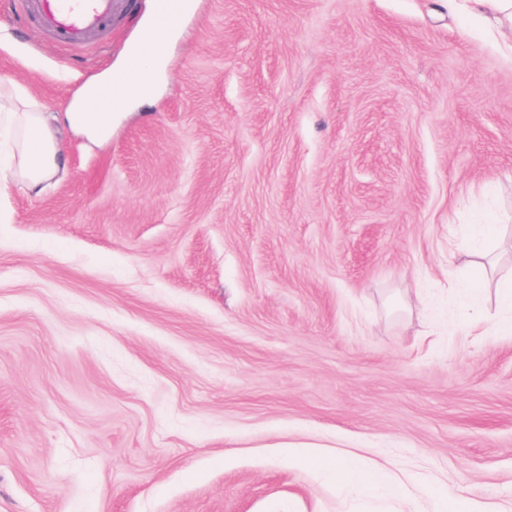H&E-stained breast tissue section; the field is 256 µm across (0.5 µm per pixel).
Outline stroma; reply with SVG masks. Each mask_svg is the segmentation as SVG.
<instances>
[{"mask_svg":"<svg viewBox=\"0 0 512 512\" xmlns=\"http://www.w3.org/2000/svg\"><path fill=\"white\" fill-rule=\"evenodd\" d=\"M5 2L0 79L64 112L153 0L85 47ZM168 46L0 193V512H396L292 446L512 512V50L447 0H191Z\"/></svg>","mask_w":512,"mask_h":512,"instance_id":"stroma-1","label":"stroma"}]
</instances>
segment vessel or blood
<instances>
[{"mask_svg":"<svg viewBox=\"0 0 512 512\" xmlns=\"http://www.w3.org/2000/svg\"><path fill=\"white\" fill-rule=\"evenodd\" d=\"M185 6L186 0H153L147 38L135 47L128 67L113 74L96 93L95 108L101 118L118 111L128 93L147 84L150 74L144 63L163 52ZM127 10L128 0H21L17 15L22 21L35 24L53 42L77 46L90 42L121 20Z\"/></svg>","mask_w":512,"mask_h":512,"instance_id":"1","label":"vessel or blood"}]
</instances>
